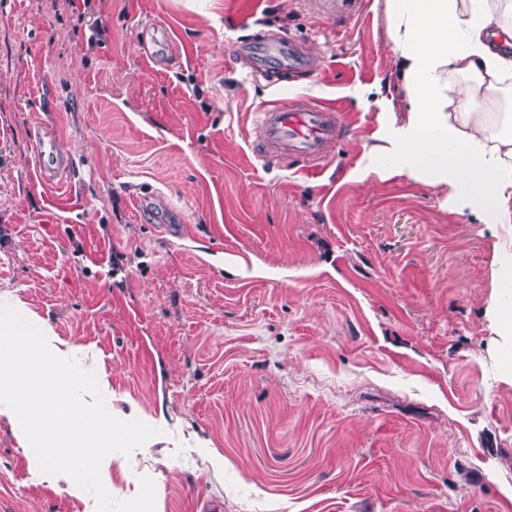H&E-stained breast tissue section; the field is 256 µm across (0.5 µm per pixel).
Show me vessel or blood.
I'll list each match as a JSON object with an SVG mask.
<instances>
[{
  "mask_svg": "<svg viewBox=\"0 0 512 512\" xmlns=\"http://www.w3.org/2000/svg\"><path fill=\"white\" fill-rule=\"evenodd\" d=\"M236 52L253 75L268 77L278 83L291 76L303 77L308 71L298 45L279 35H256L251 41L238 45ZM337 132L333 106L284 101L271 104L259 113L252 147L261 157L290 154L299 161L312 163L323 157ZM37 148L42 181L61 178L69 162L59 155L53 139L38 138Z\"/></svg>",
  "mask_w": 512,
  "mask_h": 512,
  "instance_id": "b4317fda",
  "label": "vessel or blood"
}]
</instances>
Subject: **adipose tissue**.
Returning <instances> with one entry per match:
<instances>
[{
	"mask_svg": "<svg viewBox=\"0 0 512 512\" xmlns=\"http://www.w3.org/2000/svg\"><path fill=\"white\" fill-rule=\"evenodd\" d=\"M408 103L372 135L370 170L443 188L489 224L512 223V122L484 111L512 88V0H386Z\"/></svg>",
	"mask_w": 512,
	"mask_h": 512,
	"instance_id": "adipose-tissue-1",
	"label": "adipose tissue"
}]
</instances>
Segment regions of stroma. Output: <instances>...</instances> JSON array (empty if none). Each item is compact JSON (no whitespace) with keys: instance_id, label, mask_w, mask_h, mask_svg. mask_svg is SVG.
I'll use <instances>...</instances> for the list:
<instances>
[{"instance_id":"obj_1","label":"stroma","mask_w":512,"mask_h":512,"mask_svg":"<svg viewBox=\"0 0 512 512\" xmlns=\"http://www.w3.org/2000/svg\"><path fill=\"white\" fill-rule=\"evenodd\" d=\"M257 31L305 82L251 76ZM336 108L320 165L251 150L281 98ZM406 101L385 0H0V285L157 429L100 472L155 512H512V223L365 172ZM70 166L36 167V126ZM0 419V512H96ZM235 52L245 60L253 75L271 78L272 82L287 81L288 75L302 78L309 70L298 45L279 35H256L238 45Z\"/></svg>"}]
</instances>
